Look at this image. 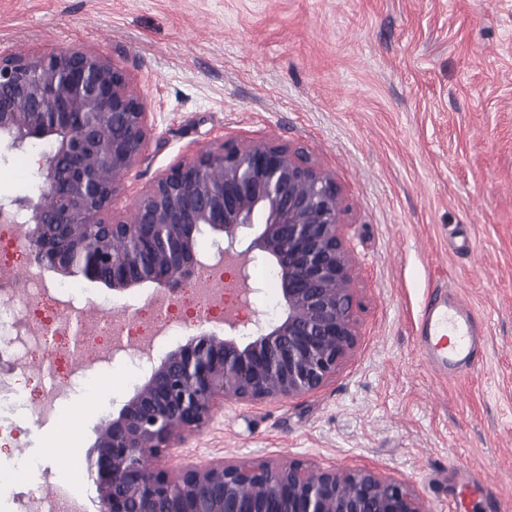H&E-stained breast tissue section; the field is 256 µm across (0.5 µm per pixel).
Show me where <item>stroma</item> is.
<instances>
[{
    "label": "stroma",
    "instance_id": "35a3bbf8",
    "mask_svg": "<svg viewBox=\"0 0 512 512\" xmlns=\"http://www.w3.org/2000/svg\"><path fill=\"white\" fill-rule=\"evenodd\" d=\"M75 48L124 69L149 139L112 204L132 216L190 153L235 140L303 148L330 172L353 258L352 354L319 390L261 405L228 401L166 469L214 458L370 468L410 483L429 512H512V0H0V56ZM39 153L0 148V201L23 196ZM476 246L465 252L464 240ZM453 288L487 330L468 376H435L415 347L431 292ZM75 308L146 314L155 284L82 281ZM170 293L175 345L207 330ZM44 355L0 372V392L34 397ZM67 426L23 422L0 464L53 437L49 478L0 484L38 499L67 474L97 512L88 457L100 420L83 401Z\"/></svg>",
    "mask_w": 512,
    "mask_h": 512
}]
</instances>
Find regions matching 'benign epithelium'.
I'll list each match as a JSON object with an SVG mask.
<instances>
[{
    "mask_svg": "<svg viewBox=\"0 0 512 512\" xmlns=\"http://www.w3.org/2000/svg\"><path fill=\"white\" fill-rule=\"evenodd\" d=\"M0 142L49 144L37 198L0 202V219L22 224L30 264L124 292L145 283L173 292L221 261L248 291L258 250L280 280L276 323L218 320L151 362L118 414L97 428L89 477L98 512H428L405 482L371 469H323L309 482L300 463L217 459L175 477L166 464L176 441L202 428L226 401L260 404L314 392L355 349L354 266L341 234L333 176L291 147L228 140L159 176L133 219L107 218L143 155L147 113L127 73L102 56L62 50L0 58ZM207 227L217 251L202 256ZM258 228L245 249L244 229ZM126 245L113 250V243Z\"/></svg>",
    "mask_w": 512,
    "mask_h": 512,
    "instance_id": "1",
    "label": "benign epithelium"
}]
</instances>
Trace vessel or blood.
<instances>
[{"mask_svg": "<svg viewBox=\"0 0 512 512\" xmlns=\"http://www.w3.org/2000/svg\"><path fill=\"white\" fill-rule=\"evenodd\" d=\"M416 346L428 365L455 379L468 375L482 360L486 334L463 300L437 291L425 305Z\"/></svg>", "mask_w": 512, "mask_h": 512, "instance_id": "obj_1", "label": "vessel or blood"}]
</instances>
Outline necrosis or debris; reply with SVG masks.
Returning a JSON list of instances; mask_svg holds the SVG:
<instances>
[{
  "instance_id": "4bbe7bcc",
  "label": "necrosis or debris",
  "mask_w": 512,
  "mask_h": 512,
  "mask_svg": "<svg viewBox=\"0 0 512 512\" xmlns=\"http://www.w3.org/2000/svg\"><path fill=\"white\" fill-rule=\"evenodd\" d=\"M208 316L236 312L229 296L236 290L223 271L202 273L195 285ZM77 285L59 282L46 285L35 276H26L23 284L0 277V342H8V350H0V364H20L30 350L49 351V366L54 371L52 383L29 401L0 395V434L13 433L9 419L19 412L29 417H45L57 425L67 421V405L72 397L96 405L106 413L100 381L112 374L114 351H121L129 369L128 384H135L144 362L142 351L160 354L172 339V307L168 299H152L150 319L132 322L126 319H103L101 322L75 327L72 299ZM97 364L94 373L79 370V361Z\"/></svg>"
}]
</instances>
